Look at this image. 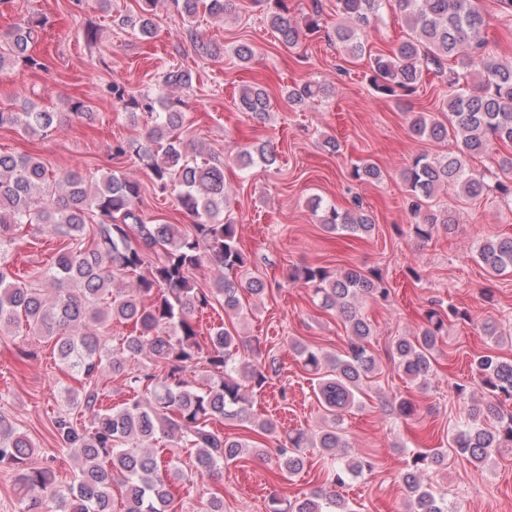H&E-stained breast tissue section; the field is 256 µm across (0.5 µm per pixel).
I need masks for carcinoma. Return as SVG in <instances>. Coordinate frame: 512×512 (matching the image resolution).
Listing matches in <instances>:
<instances>
[{"label": "carcinoma", "mask_w": 512, "mask_h": 512, "mask_svg": "<svg viewBox=\"0 0 512 512\" xmlns=\"http://www.w3.org/2000/svg\"><path fill=\"white\" fill-rule=\"evenodd\" d=\"M139 12L128 22L144 37L155 31L159 0H135ZM187 21L199 9L209 16L231 15L235 0H168ZM266 20L279 41L296 45L301 28L288 14L287 0H261ZM386 0H336L333 37L353 58L367 50L366 31L379 19ZM408 37L388 54L370 59V83L386 97L409 96L424 76L434 74L448 85L442 104L445 120L415 116L409 125L418 139L441 142L453 137L456 150L445 154H416L402 172L414 219L413 233L429 241L439 230L455 224L442 196L476 199L490 189L512 198V155L498 161L497 170L477 171L471 159L485 155L497 141L512 145V63L504 64L485 45L486 14L477 0H396ZM44 20L32 16L6 32L0 45V75L19 65L37 70L47 64L35 57L32 44ZM192 76L171 70L162 88L188 89ZM327 94L313 82L288 90L295 107ZM113 98L128 110L130 122L146 125L141 140H116L112 158L129 154L150 172L155 191L175 196L192 222L183 228L148 217L138 206V182L111 174L94 185L83 173L70 170L56 178L38 157L0 153V333L14 335L19 323L54 341L59 359L80 375L81 390L67 398L90 415L89 424L70 416L55 419L54 429L63 447L72 450L73 478L61 490L52 468L31 466L35 453L31 438L0 413V466L15 468L20 495L19 512H112L114 487H119L123 512H178L174 486L167 471L175 461L162 460L156 445L168 440L192 455L194 475L217 476L224 467L242 462L249 454L266 455L275 443V465L282 476L301 470L299 449L309 444L329 465L324 483L342 487L346 480L371 468L365 459L345 460L338 449L347 447L342 416L358 403L366 379L379 365L370 350L373 335L361 313L364 301L385 300L391 289L378 271L348 267L336 275L322 266L296 267L289 278L312 290L318 306L334 310L347 332L342 354L328 358L320 348L293 343L303 368L316 377L313 392L325 412V425L315 434L289 433L279 440L276 423L259 417L254 397L277 373L275 360H266L261 343L250 354L240 352L243 340L224 324L201 335L197 317L224 305L229 316L241 311L240 290L263 295L268 284L243 278L246 255L239 246L237 224L227 215L224 164L186 142L180 134L186 115L166 94L146 92L125 97L112 87ZM237 107L257 119H267L271 102L260 86L240 89ZM51 112L25 101L19 110L0 111V127L9 125L29 136H42L60 120ZM276 154L265 144L245 148L237 156L241 169L271 167ZM354 181L379 182L381 169L367 159L353 167ZM310 208L325 231L362 236L375 229V220L360 205L338 209L312 197ZM21 224H45L61 239L51 267L36 282L15 279L8 271L15 232ZM478 256L491 275L512 271V236L485 241ZM209 263L218 273L214 287L198 285L195 272ZM134 279L130 289L115 288L116 280ZM466 320L459 307L432 301L425 322L415 336H399L391 359L412 382L427 386L434 354L449 320ZM132 325L115 347L107 346L109 322ZM206 369L200 380L192 377ZM110 371L132 393L119 406L104 404L103 373ZM472 382L485 400L469 406L452 436L450 447L470 463L483 464L493 452L512 448V359L489 349L472 363ZM235 423L240 433L214 428ZM445 459L440 448L418 450L400 473L410 493L413 512H448V501L435 496L421 480L425 468ZM200 512H224V489L212 486L200 501ZM272 512H356L339 494L315 490Z\"/></svg>", "instance_id": "1"}]
</instances>
